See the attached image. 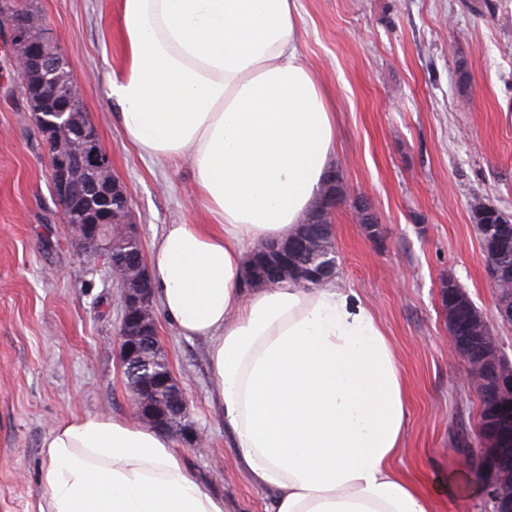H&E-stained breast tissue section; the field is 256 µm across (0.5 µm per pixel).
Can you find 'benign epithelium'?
Wrapping results in <instances>:
<instances>
[{
    "mask_svg": "<svg viewBox=\"0 0 512 512\" xmlns=\"http://www.w3.org/2000/svg\"><path fill=\"white\" fill-rule=\"evenodd\" d=\"M27 17L15 12L0 22L13 50L14 69L24 88L26 102L41 132L50 166V180L57 200L62 203L64 222L82 257L90 262H113L117 245L108 226L120 224L129 243L138 242L129 212L127 195L112 175L109 154L103 149L97 130L86 120L76 83L48 24L27 44L21 34ZM339 179L332 175L324 195V208L331 211L345 201L347 194L336 188ZM124 200L127 215L121 217L106 208L101 221L91 218L92 201L108 203ZM358 223L373 224L377 218L363 197L354 199ZM481 246L488 281L496 296L497 318L512 324V215L495 206L476 207ZM325 224L310 222L300 226L292 238L263 244L251 255L266 271L270 284L288 275L300 280L323 282L338 277L337 255L312 250L310 241L321 235ZM135 277L113 274L119 283L123 314L118 331L121 363L130 379L129 403L133 413L153 428L178 437L188 448L203 450V434L192 419L189 402L171 367L152 364L147 351L159 346L153 315L151 287L146 265L136 260ZM441 290V306L454 351L468 366L467 384L480 396L481 413L490 421L499 411L512 408V360L499 348L497 337L482 312L456 281L448 278ZM473 470L486 481V492L493 512H512V493L500 481L512 472V437L495 443L480 437Z\"/></svg>",
    "mask_w": 512,
    "mask_h": 512,
    "instance_id": "7a95c632",
    "label": "benign epithelium"
}]
</instances>
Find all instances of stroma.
Returning <instances> with one entry per match:
<instances>
[{"instance_id":"stroma-1","label":"stroma","mask_w":512,"mask_h":512,"mask_svg":"<svg viewBox=\"0 0 512 512\" xmlns=\"http://www.w3.org/2000/svg\"><path fill=\"white\" fill-rule=\"evenodd\" d=\"M61 40L85 115L130 200L144 253L168 224H207L180 161L129 141L108 97L122 59L115 0H38ZM302 57L334 102L333 167L372 204L378 235L351 202L329 216L339 280L375 310L408 386L398 468L437 492V512H489L472 473L479 395L452 356L440 289L454 277L512 358L471 213H512V0H299ZM0 32V512H32L41 443L66 415L130 416L117 352L121 302L106 264L89 269L48 178V154ZM159 339L206 440L184 458L227 512H271L234 462L211 401L206 340L155 310Z\"/></svg>"}]
</instances>
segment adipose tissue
<instances>
[{"label":"adipose tissue","mask_w":512,"mask_h":512,"mask_svg":"<svg viewBox=\"0 0 512 512\" xmlns=\"http://www.w3.org/2000/svg\"><path fill=\"white\" fill-rule=\"evenodd\" d=\"M298 0H118L108 96L136 148L188 160L215 226L169 224L153 294L207 340L235 463L275 512H434L405 477L408 398L391 342L353 290L242 291L245 247L296 233L331 169L332 102L297 48ZM38 512H224L169 435L108 414L55 422Z\"/></svg>","instance_id":"ef3b65f1"}]
</instances>
